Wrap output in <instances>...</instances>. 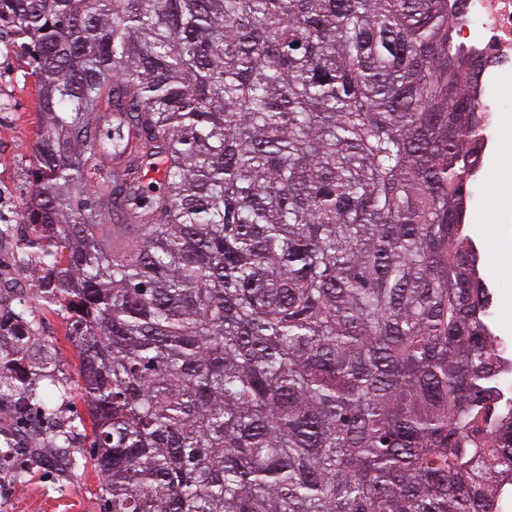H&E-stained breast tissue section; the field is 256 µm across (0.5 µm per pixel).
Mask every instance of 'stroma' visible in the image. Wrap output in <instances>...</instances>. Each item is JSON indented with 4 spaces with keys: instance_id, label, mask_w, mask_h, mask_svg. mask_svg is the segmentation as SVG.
<instances>
[{
    "instance_id": "obj_1",
    "label": "stroma",
    "mask_w": 512,
    "mask_h": 512,
    "mask_svg": "<svg viewBox=\"0 0 512 512\" xmlns=\"http://www.w3.org/2000/svg\"><path fill=\"white\" fill-rule=\"evenodd\" d=\"M19 56L0 55V98H8L7 111L0 112V183L17 199H25L33 166V131L38 123L33 81ZM507 161L497 150H488L477 204L469 218L468 233L482 249L481 273L490 287L507 286L512 291V270L498 252L500 224L496 203L501 196L500 171ZM39 335L48 337L68 375L79 367L76 350L68 338V323L46 305H31L26 312ZM76 464L63 472H51L34 459H27L25 483L12 480L9 468L0 469V512H103L101 476L90 456L88 440L81 439L72 454Z\"/></svg>"
}]
</instances>
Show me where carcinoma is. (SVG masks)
Instances as JSON below:
<instances>
[{
    "label": "carcinoma",
    "mask_w": 512,
    "mask_h": 512,
    "mask_svg": "<svg viewBox=\"0 0 512 512\" xmlns=\"http://www.w3.org/2000/svg\"><path fill=\"white\" fill-rule=\"evenodd\" d=\"M463 0H0L105 512H499ZM161 169L160 186L145 183ZM127 235L112 249V234ZM0 304V410L68 381Z\"/></svg>",
    "instance_id": "obj_1"
}]
</instances>
